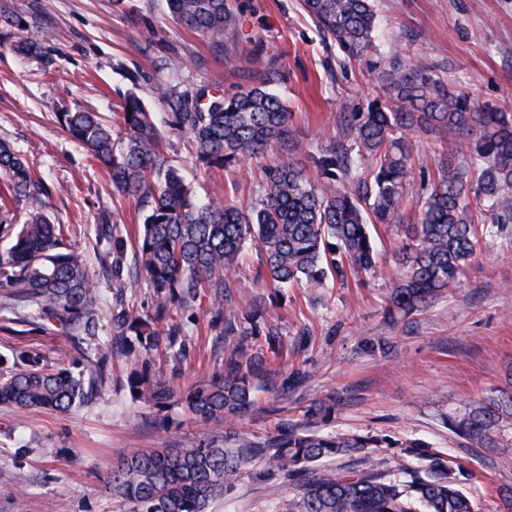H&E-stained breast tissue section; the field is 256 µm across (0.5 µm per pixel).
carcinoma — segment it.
<instances>
[{"label":"carcinoma","instance_id":"1","mask_svg":"<svg viewBox=\"0 0 512 512\" xmlns=\"http://www.w3.org/2000/svg\"><path fill=\"white\" fill-rule=\"evenodd\" d=\"M179 27L205 37L221 51L234 35L226 0H166ZM323 33L352 57L373 46L378 26L372 0H303ZM35 15L0 7V36H19L15 51L40 56L45 46L23 37ZM378 94L365 112L346 119L354 145L332 144L314 159L320 182L285 160L267 175L256 205L195 197L182 171L170 163L152 114L141 98L123 95L113 122L77 109L57 115L60 125L103 170L112 189L143 203L135 230L132 269L152 288L154 312L135 306L112 316L114 339L126 354L156 350L163 343L186 353L185 330L158 323L171 307L194 315L209 299L211 327L235 331L224 319V301L238 284L235 271L255 249L257 276L274 287L322 288L330 279L369 273L377 267L372 224H401V207L421 205L417 224H402L401 273L389 289L390 316L412 314L448 296L479 242L512 224V112L474 105L448 80L417 57H394L377 77ZM176 125L189 131L199 156L228 167L268 146L291 147V113L280 97L261 88L231 94L185 90L176 96ZM422 132L441 146L437 179L427 195L414 176L413 142ZM47 188L33 179L15 149L0 140V321L30 309L47 330L61 328L77 338L92 333L98 308L96 280L82 251L68 244L67 227L44 212ZM25 208L16 222L13 208ZM490 223H478V214ZM100 243L112 252V280L123 281L127 240L112 224L97 225ZM266 360L238 351L224 370L186 387L133 367L130 395L162 409L176 402L202 424L228 422L224 442L204 448H134L112 468V497L131 512H209L213 500L230 493L244 474L293 482L291 512H474L457 477L462 466L419 441L398 445L420 468L392 479L368 456V448H390L377 435L317 436L281 423L262 443H239L231 425L255 405L256 392L271 379ZM95 380H85L59 358L24 351L12 369L0 371V404L19 411L67 413L88 402ZM512 428V391L471 402L448 414V429L471 448H491ZM347 458L329 468L324 461Z\"/></svg>","mask_w":512,"mask_h":512}]
</instances>
